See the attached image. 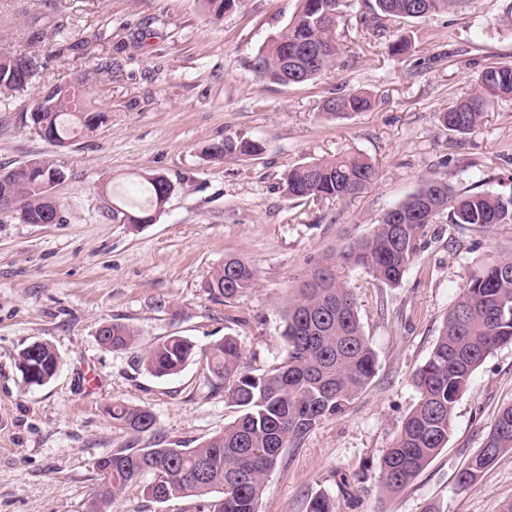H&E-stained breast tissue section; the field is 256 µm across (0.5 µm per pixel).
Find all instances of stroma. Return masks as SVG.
I'll use <instances>...</instances> for the list:
<instances>
[{
  "instance_id": "35a3bbf8",
  "label": "stroma",
  "mask_w": 512,
  "mask_h": 512,
  "mask_svg": "<svg viewBox=\"0 0 512 512\" xmlns=\"http://www.w3.org/2000/svg\"><path fill=\"white\" fill-rule=\"evenodd\" d=\"M372 0H355L336 30L335 67L312 82L281 85L253 69L256 54L297 10L298 0H243L216 18L203 0H0V50L33 55L35 87L82 84L87 105L107 112L99 130L63 147L44 140L30 95L0 97V166L52 161L65 220L25 224L0 214V512H83L95 460L118 448H193L223 432L237 412L212 388L195 357L157 378L139 356L160 338L197 349L236 337L250 367L287 354L282 310L292 288L323 258L369 236L385 210L441 176L457 192L512 190V99L495 100L468 134L438 114L468 94L484 67L512 61V0H471L465 10L400 25L411 49L391 56L360 22ZM41 30V42L29 39ZM111 57L112 72L96 65ZM362 92L373 107L342 118L325 100ZM260 139L261 155L218 163L204 149L225 136ZM360 153L372 185L342 201H295L283 177L298 164ZM147 173L175 186L154 223L104 218L115 185ZM512 248V224L489 233L440 218L401 284L337 266L356 296L377 355L372 381L344 412L317 424L271 471L259 512H307L323 493L336 512H504L512 504V451L472 486L456 483L498 412L512 404V345L474 373L453 414L448 445L403 491L386 493L380 464L418 402L414 373L426 362L449 307L469 275ZM254 264L258 284L224 306L205 288L225 258ZM120 322L135 349H103L97 333ZM50 342L62 357L48 384L25 386L21 349ZM149 409L154 432L115 427L106 405ZM196 498L156 502L130 487L112 512H199Z\"/></svg>"
}]
</instances>
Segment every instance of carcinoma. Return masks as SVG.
Listing matches in <instances>:
<instances>
[{
  "mask_svg": "<svg viewBox=\"0 0 512 512\" xmlns=\"http://www.w3.org/2000/svg\"><path fill=\"white\" fill-rule=\"evenodd\" d=\"M470 0H374L362 16L374 38L388 42L393 52L410 45L390 41L394 26L407 20L464 9ZM216 18L237 8L241 0H205ZM352 0H299L288 23L259 51L253 63L259 76L275 83L305 84L336 65V27ZM288 54V67L281 66ZM0 96L22 94L38 68L34 56L0 51ZM512 97V62L481 70L475 88L439 115L442 126L468 134L482 122L496 99ZM370 99L360 93L332 97L326 113L340 118L364 112ZM32 125L50 143L61 146L76 135L96 131L106 122L103 111H90L73 86L46 85L33 100ZM263 151L261 141L226 137L206 148L216 160L246 159ZM29 176L18 168L0 169V179L12 184L14 200L0 213H15L25 224L64 222L61 206L47 202L44 185L63 173L45 160L32 162ZM376 178L364 156L347 154L301 163L288 171L283 189L290 199H344L355 196ZM166 176L148 174L134 188L112 187L113 206L106 217L125 224L152 223ZM448 213L453 224L490 232L512 224V193L455 192L444 178H426L419 188L385 211L373 233L346 247L339 257L312 266L294 288L284 310L282 336L287 357L261 372L245 366L237 339L226 336L203 352L209 377L224 389V401L239 412L224 431L196 448H119L95 461L99 486L85 502V512H112V501L140 482L143 493L158 501L172 496L207 497L202 512H257L265 479L284 452L296 446L322 419L341 413L375 376L377 356L361 324L351 288L336 276V261L361 268L376 280L395 287L418 256L428 225ZM257 283L249 261L228 258L206 283L215 299L231 304ZM102 340L114 352L137 344V331L126 324L105 325ZM512 344V252H502L469 276L462 294L448 310L434 347L414 383L419 399L402 424L393 446L381 462L380 480L388 492L410 484L448 444L456 404L467 391L474 372L494 350ZM195 345L183 336H168L140 357L151 375L179 374L195 356ZM62 363L48 342L23 348L16 366L29 387L55 377ZM112 423L134 434L154 430L155 417L142 406L114 403L106 409ZM512 450V405L503 408L479 451L456 475L459 487L474 484L502 453ZM307 512H335L323 493L312 497Z\"/></svg>",
  "mask_w": 512,
  "mask_h": 512,
  "instance_id": "carcinoma-1",
  "label": "carcinoma"
}]
</instances>
